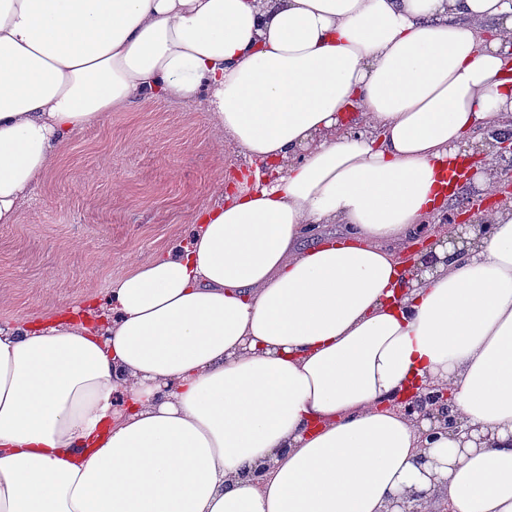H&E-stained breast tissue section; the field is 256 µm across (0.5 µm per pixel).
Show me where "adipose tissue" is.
Instances as JSON below:
<instances>
[{"instance_id": "ef3b65f1", "label": "adipose tissue", "mask_w": 512, "mask_h": 512, "mask_svg": "<svg viewBox=\"0 0 512 512\" xmlns=\"http://www.w3.org/2000/svg\"><path fill=\"white\" fill-rule=\"evenodd\" d=\"M144 101L250 175L104 299L0 323V512H512V201L414 251L512 128V0H0V224ZM428 385L482 447L399 407Z\"/></svg>"}]
</instances>
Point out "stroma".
Returning a JSON list of instances; mask_svg holds the SVG:
<instances>
[{"mask_svg": "<svg viewBox=\"0 0 512 512\" xmlns=\"http://www.w3.org/2000/svg\"><path fill=\"white\" fill-rule=\"evenodd\" d=\"M204 109L148 102L73 136L18 223L0 224V322L103 297L184 239L210 190L242 166L217 155Z\"/></svg>", "mask_w": 512, "mask_h": 512, "instance_id": "stroma-1", "label": "stroma"}]
</instances>
